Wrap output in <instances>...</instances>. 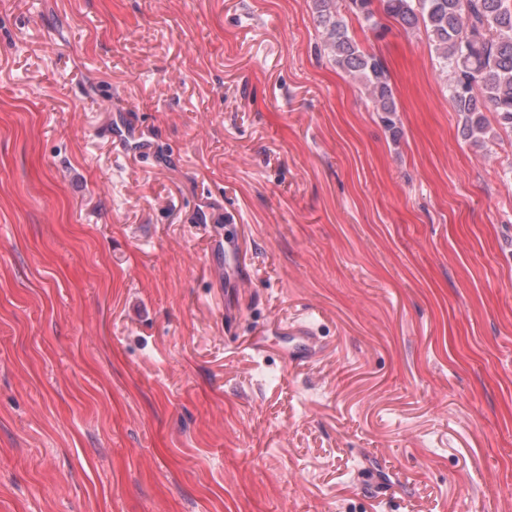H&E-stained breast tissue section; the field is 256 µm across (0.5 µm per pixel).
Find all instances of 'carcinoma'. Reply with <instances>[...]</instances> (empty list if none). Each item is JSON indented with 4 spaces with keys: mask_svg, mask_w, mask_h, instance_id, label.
I'll return each mask as SVG.
<instances>
[{
    "mask_svg": "<svg viewBox=\"0 0 512 512\" xmlns=\"http://www.w3.org/2000/svg\"><path fill=\"white\" fill-rule=\"evenodd\" d=\"M374 0H313L323 51L365 89L374 111L397 140L388 72L383 60L361 48L343 14L373 21ZM383 12L408 29H423L446 73L461 116V135L475 145L490 138L488 110L512 136V0H380Z\"/></svg>",
    "mask_w": 512,
    "mask_h": 512,
    "instance_id": "carcinoma-1",
    "label": "carcinoma"
}]
</instances>
